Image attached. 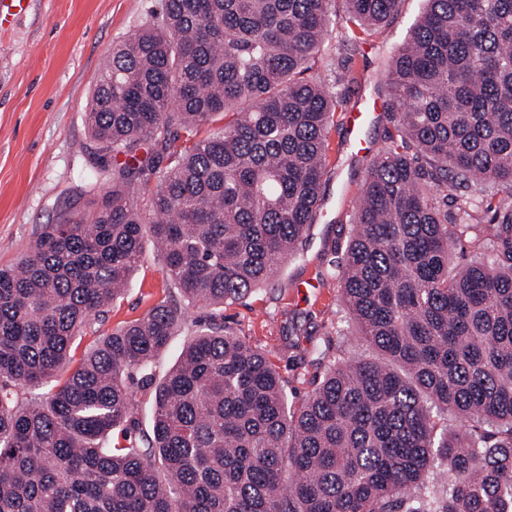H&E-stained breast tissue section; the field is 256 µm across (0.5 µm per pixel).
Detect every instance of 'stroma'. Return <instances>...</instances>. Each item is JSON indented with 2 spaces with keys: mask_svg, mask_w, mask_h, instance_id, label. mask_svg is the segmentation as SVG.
Masks as SVG:
<instances>
[{
  "mask_svg": "<svg viewBox=\"0 0 512 512\" xmlns=\"http://www.w3.org/2000/svg\"><path fill=\"white\" fill-rule=\"evenodd\" d=\"M161 0H30L0 27V268L16 264L61 212L82 213L83 152L91 145L85 114L112 44L153 20ZM425 7L402 0L388 25L372 35L341 42L327 35L316 69L341 100L327 133V170L316 218L298 253L273 279L245 299L225 305L227 327L265 344L287 385L302 399L334 360L375 359L358 341L337 279L367 169L395 127L379 94L386 66ZM352 69L356 81L337 76ZM370 113L360 140L349 134V116ZM165 295L161 260L146 245L122 298L108 307L112 329L143 317ZM340 337L332 347L328 331Z\"/></svg>",
  "mask_w": 512,
  "mask_h": 512,
  "instance_id": "1",
  "label": "stroma"
}]
</instances>
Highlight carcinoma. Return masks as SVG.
Returning <instances> with one entry per match:
<instances>
[{
	"label": "carcinoma",
	"mask_w": 512,
	"mask_h": 512,
	"mask_svg": "<svg viewBox=\"0 0 512 512\" xmlns=\"http://www.w3.org/2000/svg\"><path fill=\"white\" fill-rule=\"evenodd\" d=\"M343 2L162 0L113 43L86 112L89 210L0 269V512H512V0H425L387 68L398 139L339 270L382 359L335 363L291 402L270 351L224 325L313 223L340 105L314 72L326 36L401 0ZM489 186L494 255L457 269L449 242ZM148 239L168 295L70 368ZM183 303L204 323L157 382Z\"/></svg>",
	"instance_id": "carcinoma-1"
}]
</instances>
